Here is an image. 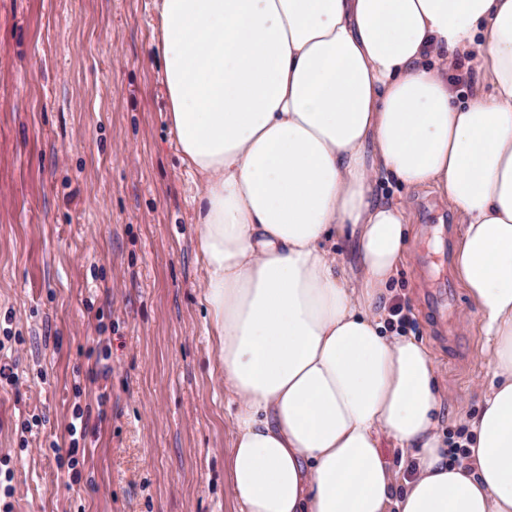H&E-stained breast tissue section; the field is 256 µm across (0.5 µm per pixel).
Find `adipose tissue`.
<instances>
[{"mask_svg":"<svg viewBox=\"0 0 512 512\" xmlns=\"http://www.w3.org/2000/svg\"><path fill=\"white\" fill-rule=\"evenodd\" d=\"M153 7L169 125L201 181L237 512H512V0ZM459 61L475 75L454 86ZM423 187L461 228L455 274L493 368L454 454L430 349L385 326Z\"/></svg>","mask_w":512,"mask_h":512,"instance_id":"1","label":"adipose tissue"}]
</instances>
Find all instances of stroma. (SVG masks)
Here are the masks:
<instances>
[{
  "mask_svg": "<svg viewBox=\"0 0 512 512\" xmlns=\"http://www.w3.org/2000/svg\"><path fill=\"white\" fill-rule=\"evenodd\" d=\"M152 0H0V512H235L233 406L201 302L191 176L167 122ZM403 322L431 349L444 439L488 382L459 226L409 192ZM91 413L82 479L66 465Z\"/></svg>",
  "mask_w": 512,
  "mask_h": 512,
  "instance_id": "35a3bbf8",
  "label": "stroma"
}]
</instances>
